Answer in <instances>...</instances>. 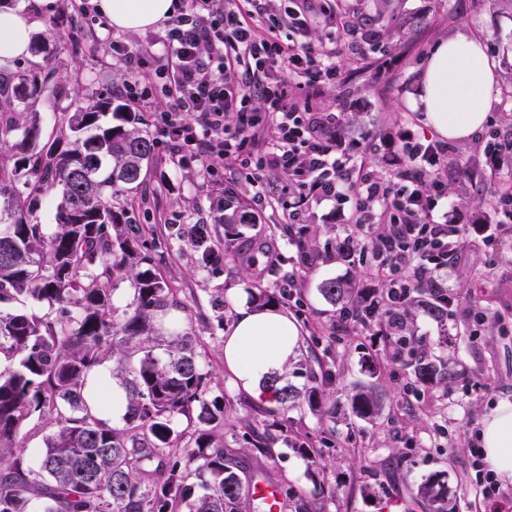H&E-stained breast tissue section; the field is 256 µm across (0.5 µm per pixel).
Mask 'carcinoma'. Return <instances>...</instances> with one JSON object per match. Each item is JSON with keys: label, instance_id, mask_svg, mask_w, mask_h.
I'll use <instances>...</instances> for the list:
<instances>
[{"label": "carcinoma", "instance_id": "carcinoma-1", "mask_svg": "<svg viewBox=\"0 0 512 512\" xmlns=\"http://www.w3.org/2000/svg\"><path fill=\"white\" fill-rule=\"evenodd\" d=\"M50 80L17 75L0 87V512H243L247 484L224 463V438L216 434L224 406L208 401L210 375L201 368L198 341L172 312L186 307L141 251L135 225L115 202L136 193L154 160V141L140 113L98 102L62 114L58 140L40 143L36 114L27 111ZM112 112L115 125L99 115ZM21 138L10 142L13 133ZM57 197V230L48 235L38 211ZM224 225L229 252L237 226L253 217L228 201ZM208 257L209 228L187 230ZM130 283L128 302L114 304L115 283ZM322 297L346 309L343 283L321 284ZM33 304L41 312L27 310ZM163 348L165 359L156 356ZM125 391L123 424L105 418L112 393L86 396L91 372L107 358ZM281 409L320 408L322 390L301 391L279 374L265 382ZM354 412L369 417L370 394L352 398ZM51 428L37 464L20 435L33 416ZM178 416L193 429L179 430ZM288 419L253 426L247 445L270 451ZM433 512H455L445 476L419 487ZM293 512H314L316 491L284 490Z\"/></svg>", "mask_w": 512, "mask_h": 512}]
</instances>
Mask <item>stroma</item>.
Here are the masks:
<instances>
[{"mask_svg": "<svg viewBox=\"0 0 512 512\" xmlns=\"http://www.w3.org/2000/svg\"><path fill=\"white\" fill-rule=\"evenodd\" d=\"M306 5L317 25L293 31L295 40H319L322 29L337 24L345 29L334 48L336 82L312 99L311 108L337 113L340 155L380 176L405 161L397 139L402 126L423 139L438 137L411 99L439 40L458 30L468 33L496 74L485 123L469 142H452L451 154L434 173L448 193L437 221L463 228V255L448 273V321L440 323L408 299L414 335L403 347L341 324L338 308L319 291L330 279L345 283L356 297L376 285L359 254H339L350 210L317 196L292 209L296 190L290 173L249 175L216 151L202 162L170 136L164 116L171 102L156 62L162 51L158 28L123 32L98 12L74 11L71 0H15V10L36 19L37 34L61 20L68 36L49 40L45 53L14 60L7 72H56L55 92L30 102L48 144L62 113L106 96L143 114L154 140V165L124 206L157 269L188 307L211 394L224 401V457L244 480L258 476L282 489L316 488L321 512H381L389 500L399 502L398 512H430L417 487L443 471L459 512H486L470 459L483 414L499 399H512V236L486 246L482 231L497 217L473 199L512 185V157L498 146L512 122V0H342L335 13L327 0ZM368 28L377 32L376 41L362 39ZM116 42L141 53L122 57L112 50ZM132 81L138 84L134 99L125 92ZM228 198L256 218L239 225L229 254L224 227L215 221ZM191 224L208 225L210 256L183 237ZM287 224L313 252L312 266L300 265L297 248L282 231ZM292 273L298 286L278 306L298 325L303 344L289 361L288 381L306 389L321 371L333 375L320 413L305 407L288 413L292 433L306 436L320 459V473L284 443L268 454L246 448L242 435L260 424L259 405L224 374L225 325L241 304L251 303L255 285L276 291ZM423 355L443 366L444 378L424 383L415 377L412 364ZM359 385L374 388L380 398L373 419L352 413L350 396Z\"/></svg>", "mask_w": 512, "mask_h": 512, "instance_id": "stroma-1", "label": "stroma"}]
</instances>
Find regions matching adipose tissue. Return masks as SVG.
I'll list each match as a JSON object with an SVG mask.
<instances>
[{"instance_id":"obj_1","label":"adipose tissue","mask_w":512,"mask_h":512,"mask_svg":"<svg viewBox=\"0 0 512 512\" xmlns=\"http://www.w3.org/2000/svg\"><path fill=\"white\" fill-rule=\"evenodd\" d=\"M112 27L139 31L158 26L174 11V0H94ZM35 20L0 11V62L27 56ZM495 79L481 45L460 33L440 42L426 65L414 109L424 112L442 137L468 141L486 120ZM301 346V334L276 307L238 309L224 333V370L256 401L270 406L274 397L264 380L281 372ZM480 446L500 480L512 483V400H501L481 421Z\"/></svg>"}]
</instances>
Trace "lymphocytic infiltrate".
<instances>
[{"mask_svg": "<svg viewBox=\"0 0 512 512\" xmlns=\"http://www.w3.org/2000/svg\"><path fill=\"white\" fill-rule=\"evenodd\" d=\"M259 0H186L187 8L167 21L158 35L165 48L160 72L173 112H189L203 135L224 134L225 159L242 169L285 170L298 179L299 196L315 193L350 204V236L361 245L377 279L390 288L363 293L345 322L366 326L368 311L385 313L388 329L402 335L407 323L400 310L419 284L447 299L443 273L461 259L460 228L434 214L446 201L432 171L447 144L421 142L409 130L399 139L409 167L388 177L366 168L350 173L328 135L332 112H313L309 100L335 83L336 64L321 59L310 42H286L280 23H259ZM245 64L249 81L237 77ZM234 127H227L228 117ZM266 123L277 136L272 152L255 160L245 153L246 131ZM378 210H369V203Z\"/></svg>", "mask_w": 512, "mask_h": 512, "instance_id": "1", "label": "lymphocytic infiltrate"}]
</instances>
